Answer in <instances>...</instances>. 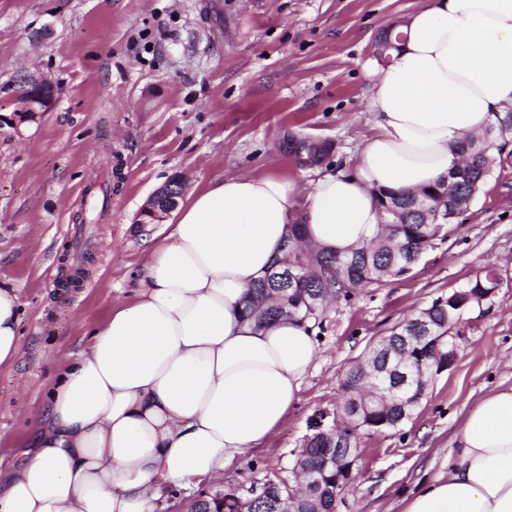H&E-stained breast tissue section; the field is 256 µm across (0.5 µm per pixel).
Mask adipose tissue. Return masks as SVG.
<instances>
[{
    "label": "adipose tissue",
    "mask_w": 512,
    "mask_h": 512,
    "mask_svg": "<svg viewBox=\"0 0 512 512\" xmlns=\"http://www.w3.org/2000/svg\"><path fill=\"white\" fill-rule=\"evenodd\" d=\"M400 51L372 71L376 132L352 171L309 186L277 173L192 190L172 232L70 358L25 459L0 474V512H154L156 501L224 474L279 430L317 356L308 325L243 312L293 223L340 256L378 233L376 195L431 184L459 145L512 108V0H425ZM15 289L0 285V369L20 357ZM448 472L403 512H512V389L462 420Z\"/></svg>",
    "instance_id": "ef3b65f1"
}]
</instances>
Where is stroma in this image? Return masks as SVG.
<instances>
[{"mask_svg":"<svg viewBox=\"0 0 512 512\" xmlns=\"http://www.w3.org/2000/svg\"><path fill=\"white\" fill-rule=\"evenodd\" d=\"M422 0H0V284L21 300V358L0 370V448H22L60 360L131 301L149 241L141 224L176 171L188 188L276 171L308 184L294 138L326 144L346 170L374 132L375 42ZM52 87L35 119L11 126L23 82ZM111 181L103 218L87 190ZM482 269L501 286L451 329L457 357L410 421L365 435L338 512H402L404 494L446 471L462 416L512 387V149L469 209L407 274L330 305L297 406L264 446L224 471L248 490L293 482L316 420L332 423L351 365L415 310Z\"/></svg>","mask_w":512,"mask_h":512,"instance_id":"stroma-1","label":"stroma"}]
</instances>
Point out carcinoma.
<instances>
[{"instance_id":"obj_1","label":"carcinoma","mask_w":512,"mask_h":512,"mask_svg":"<svg viewBox=\"0 0 512 512\" xmlns=\"http://www.w3.org/2000/svg\"><path fill=\"white\" fill-rule=\"evenodd\" d=\"M511 136L512 112H505L497 118V127L461 144V164L434 185L416 192L381 193L379 202L386 223L375 239L348 256L322 249L314 256H303V280L284 288L275 277L286 272L288 263L309 247L301 227H296L284 244L285 259H275L269 273L250 287L245 311L259 324L288 316L320 329L329 300L349 303L364 286L409 272L431 241L469 209L494 164L488 154L490 140L497 138L506 143ZM495 278L493 270L479 272L465 291L489 292L495 288ZM461 298L459 291L436 298L371 344L365 358L351 366L344 383L346 399L336 416L335 442L327 444L321 439L323 428L317 422L306 449L294 459V469L318 474L317 480L298 491L297 512H312L316 506L331 512L335 496L356 469L361 436L396 430L411 420L433 379L440 374V364L448 363V340L438 343L436 352L420 354L404 347L401 337L424 335L422 324L426 322L430 342H435L460 319L456 305ZM399 370L411 374L409 384L385 401L377 397L378 391L387 389L383 380L393 378ZM291 492L292 486L282 480L265 483L246 496H226L222 502L203 492L191 503L189 512H277L278 502Z\"/></svg>"}]
</instances>
